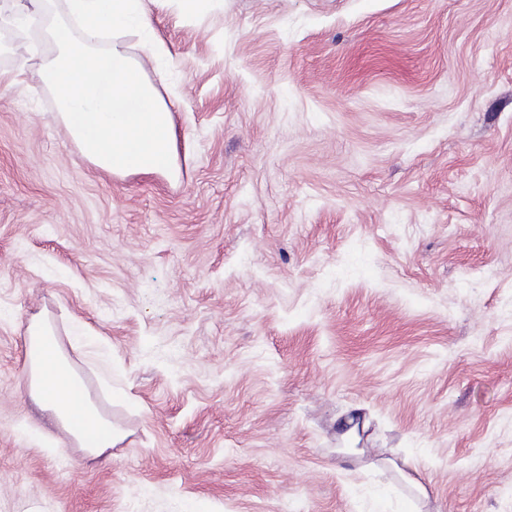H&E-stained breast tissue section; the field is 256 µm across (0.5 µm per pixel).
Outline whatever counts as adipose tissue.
<instances>
[{
	"mask_svg": "<svg viewBox=\"0 0 512 512\" xmlns=\"http://www.w3.org/2000/svg\"><path fill=\"white\" fill-rule=\"evenodd\" d=\"M50 0H36L34 10L16 14L19 28L44 25L55 44L43 71L58 103V115L81 152L95 166L113 174L177 173L172 114L156 84L167 72L159 59L168 51L153 36L143 0H66L64 21L46 25ZM87 34L108 30L112 47L97 52L68 35L69 26ZM138 36L144 59L130 56L126 36ZM155 61L147 70V61ZM28 394L48 412L68 442L87 456L114 447L118 432L101 412L83 378L57 343L49 318L34 319L26 342Z\"/></svg>",
	"mask_w": 512,
	"mask_h": 512,
	"instance_id": "1",
	"label": "adipose tissue"
}]
</instances>
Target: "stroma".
Masks as SVG:
<instances>
[{"mask_svg": "<svg viewBox=\"0 0 512 512\" xmlns=\"http://www.w3.org/2000/svg\"><path fill=\"white\" fill-rule=\"evenodd\" d=\"M145 8L173 179L90 163L53 44L0 46V512H512V0ZM41 314L102 458L48 447ZM28 394L48 412L67 442L98 457L118 441L112 420L101 412L83 378L57 343L47 316L34 319L26 342Z\"/></svg>", "mask_w": 512, "mask_h": 512, "instance_id": "stroma-1", "label": "stroma"}]
</instances>
